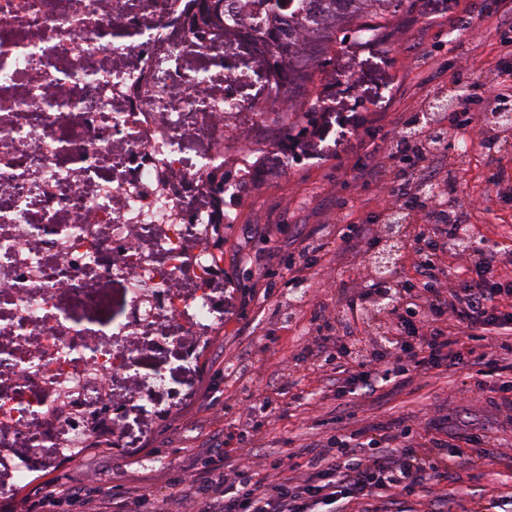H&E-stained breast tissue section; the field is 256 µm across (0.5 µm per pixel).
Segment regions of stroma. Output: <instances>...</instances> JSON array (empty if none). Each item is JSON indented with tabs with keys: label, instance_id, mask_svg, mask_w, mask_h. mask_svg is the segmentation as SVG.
Wrapping results in <instances>:
<instances>
[{
	"label": "stroma",
	"instance_id": "35a3bbf8",
	"mask_svg": "<svg viewBox=\"0 0 512 512\" xmlns=\"http://www.w3.org/2000/svg\"><path fill=\"white\" fill-rule=\"evenodd\" d=\"M464 10L472 19L471 31L449 38L450 21ZM509 30L512 12L489 9L486 0H441L439 12L432 15L425 12L423 0H405L373 47L357 50L337 38L336 54L350 56L358 88L348 98L342 125L326 130V152L308 158L296 143H289L287 152L263 158L246 184L238 181L239 163L224 167L228 181L237 186L236 194L224 199L234 218L224 227V271L242 290L271 281L274 295L233 308L221 332L197 353L192 368L163 357L145 358L144 372H165L169 386L181 394L159 420L129 409L125 442L147 443L149 454L141 463L127 462L112 448H95L39 470L40 482L71 488L78 496L75 512H110L113 503L140 494L158 512H196L209 479L199 458L223 463L225 451L237 446L235 435L248 406L272 405L256 414L259 429L246 443L261 456L321 447L336 430L342 403L350 429L402 421L416 427L425 440L457 445L468 433L487 435L488 459L465 452L447 477L427 485L418 508L495 512L497 496L512 489V411L490 405L487 392L474 388L468 368L435 370L405 385H388L341 402L305 348L313 339L311 317L319 305H335L341 284L374 279L371 258L341 245L348 222L377 225L381 244L389 242L385 218L392 174L383 167L376 176L362 178V171L375 163L362 138L370 133L387 137L401 114L451 84L458 67H466L474 80L490 76L499 59V39ZM502 144L501 164L495 167L477 147L465 162H458L457 145L449 143L444 164L426 167L422 176L459 184L475 238L499 245L502 267L512 269V137ZM310 237L327 248L317 256L300 308L282 284L288 278L289 255ZM272 330L279 333L273 344L266 339ZM228 356L237 362L242 381L225 380Z\"/></svg>",
	"mask_w": 512,
	"mask_h": 512
}]
</instances>
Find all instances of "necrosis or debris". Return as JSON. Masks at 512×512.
<instances>
[{
  "mask_svg": "<svg viewBox=\"0 0 512 512\" xmlns=\"http://www.w3.org/2000/svg\"><path fill=\"white\" fill-rule=\"evenodd\" d=\"M200 7L0 0V478L87 447L102 408L116 438L127 406L157 413L162 377L136 362L193 358L224 325L206 239L233 218L208 177L310 79L261 64L248 17L199 29Z\"/></svg>",
  "mask_w": 512,
  "mask_h": 512,
  "instance_id": "1",
  "label": "necrosis or debris"
}]
</instances>
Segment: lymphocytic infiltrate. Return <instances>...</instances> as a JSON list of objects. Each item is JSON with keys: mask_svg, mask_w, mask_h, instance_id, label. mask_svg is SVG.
Masks as SVG:
<instances>
[{"mask_svg": "<svg viewBox=\"0 0 512 512\" xmlns=\"http://www.w3.org/2000/svg\"><path fill=\"white\" fill-rule=\"evenodd\" d=\"M497 79L479 83L477 98L484 111L512 106L502 77H512V41L500 42ZM468 122L441 113L430 136L397 131L387 142L388 158L414 161L431 154L432 143L446 140L449 130L467 136ZM394 202L416 209L423 224L413 239L416 280L393 288L395 306L388 310L384 334L390 349L360 359L351 344L333 335L349 329L357 314L370 306L372 289L343 291L336 308L315 315L314 348L327 371L343 375L338 397L371 394L382 382L428 372L447 365L486 367L496 375L494 406L512 409V273L498 272L497 251L468 246L454 251L463 261L460 274L442 277L445 260L441 239L457 241L465 226L448 217L458 203L455 182L423 199L409 177L392 191ZM420 435L409 425L358 429L333 435L324 448H302L287 455L225 463L207 485L198 512H416L413 502L425 482L447 473L461 450L433 457L420 451Z\"/></svg>", "mask_w": 512, "mask_h": 512, "instance_id": "1", "label": "lymphocytic infiltrate"}]
</instances>
